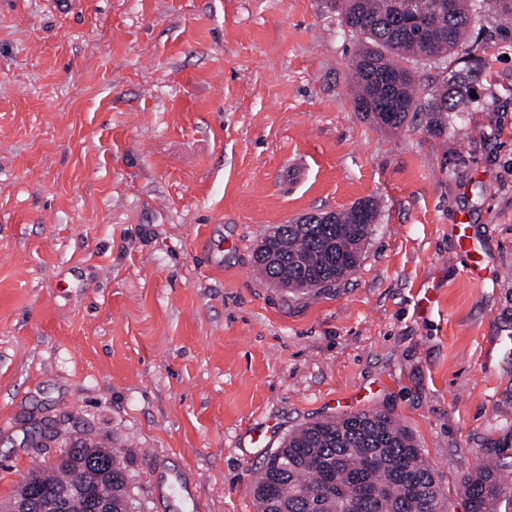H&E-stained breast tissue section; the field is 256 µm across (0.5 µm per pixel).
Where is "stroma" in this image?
<instances>
[{"mask_svg":"<svg viewBox=\"0 0 512 512\" xmlns=\"http://www.w3.org/2000/svg\"><path fill=\"white\" fill-rule=\"evenodd\" d=\"M358 43L324 0H0V503L76 422L131 512H256L289 431L358 411L413 435L453 512L512 466V27L477 19L440 126L356 110ZM366 198L345 280L258 278L272 227ZM461 221L497 282L462 279Z\"/></svg>","mask_w":512,"mask_h":512,"instance_id":"1","label":"stroma"}]
</instances>
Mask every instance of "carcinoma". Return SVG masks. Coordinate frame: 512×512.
I'll return each mask as SVG.
<instances>
[{
  "label": "carcinoma",
  "mask_w": 512,
  "mask_h": 512,
  "mask_svg": "<svg viewBox=\"0 0 512 512\" xmlns=\"http://www.w3.org/2000/svg\"><path fill=\"white\" fill-rule=\"evenodd\" d=\"M326 7L363 47L350 70L357 111L372 121L379 106L395 104L390 129L403 126L408 114L424 112L438 122L461 112L464 94L478 60L467 39L483 8L512 24V0H325ZM453 14H448V10ZM470 63L455 71L441 88L419 97L413 69L404 62L442 63L454 51ZM376 215L371 199L330 213L328 224H279L264 235L254 252L262 278L293 291L328 288L359 265L371 225L361 209ZM96 452L112 458V471L89 467L85 453L61 457L48 470L24 479V487L92 489L91 497L112 502V512H130L129 475L110 448ZM466 512H496L505 483L493 469L461 480ZM257 512H450L438 478L425 463L413 437L386 415L359 411L310 422L288 433L271 453L253 484Z\"/></svg>",
  "instance_id": "carcinoma-1"
}]
</instances>
